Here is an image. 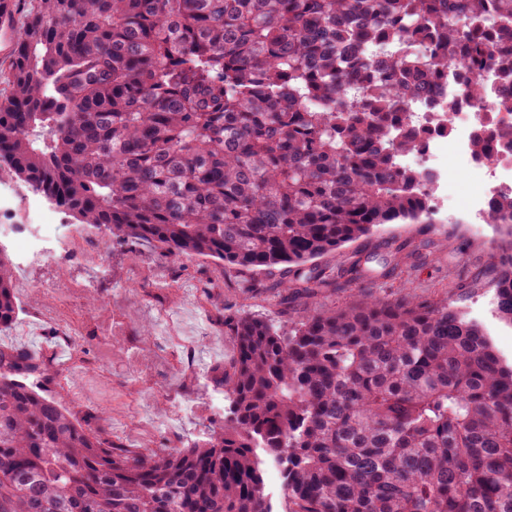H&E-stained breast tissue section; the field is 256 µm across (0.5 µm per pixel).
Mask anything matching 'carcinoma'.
<instances>
[{"label": "carcinoma", "mask_w": 512, "mask_h": 512, "mask_svg": "<svg viewBox=\"0 0 512 512\" xmlns=\"http://www.w3.org/2000/svg\"><path fill=\"white\" fill-rule=\"evenodd\" d=\"M465 16L470 26L459 18ZM512 0H35L17 18L0 158L105 235L226 275L283 266L280 320L224 318L229 400L182 448L112 444L47 389L54 358L0 347V512H512V365L448 300L369 294L288 318L352 266L308 263L429 223L403 132L456 64L512 74L486 23ZM385 47V60L374 51ZM512 257V197L489 209ZM512 326V261L493 283ZM20 311L0 248V331Z\"/></svg>", "instance_id": "obj_1"}]
</instances>
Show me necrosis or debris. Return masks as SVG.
<instances>
[{
  "label": "necrosis or debris",
  "mask_w": 512,
  "mask_h": 512,
  "mask_svg": "<svg viewBox=\"0 0 512 512\" xmlns=\"http://www.w3.org/2000/svg\"><path fill=\"white\" fill-rule=\"evenodd\" d=\"M503 78L491 77L483 101L471 99L464 73L449 67L445 93L417 106L410 126L431 128L432 134L402 165L423 177L430 212L449 213L466 224H480L490 204L512 196V99L503 89ZM493 131V149L484 156L475 148L480 129ZM467 171L473 188L460 190L448 178L449 166ZM13 235L22 243V264L47 262L54 253L45 245L39 224H0V236Z\"/></svg>",
  "instance_id": "4bbe7bcc"
}]
</instances>
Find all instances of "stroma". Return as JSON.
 I'll list each match as a JSON object with an SVG mask.
<instances>
[{"mask_svg": "<svg viewBox=\"0 0 512 512\" xmlns=\"http://www.w3.org/2000/svg\"><path fill=\"white\" fill-rule=\"evenodd\" d=\"M47 214L51 234L73 229V217L0 161V214L7 223H31ZM81 249L57 253L54 260L13 271L24 281L17 297L21 311L0 345L70 359L86 373L77 388L56 390L60 403L76 414L103 413L115 445L125 448L183 447L206 433L224 407L210 383L199 382L194 368L215 365L233 352L224 333L226 316H270L269 295H242L232 277L221 276L211 260L175 261L144 242L110 238L88 227ZM494 226L476 236L462 224H388L362 245L343 247L328 257L336 267L361 261L363 274L343 288L315 298L292 300L289 317L304 311L340 307L379 294L403 298L448 299L488 334L494 349L512 362V326L494 313L491 273L497 265ZM78 287L70 313L84 327L82 346L70 349L57 337L56 324L42 312L55 304L53 288ZM123 330L122 341L105 350L101 332L108 324ZM109 368L107 382L97 373Z\"/></svg>", "mask_w": 512, "mask_h": 512, "instance_id": "stroma-1", "label": "stroma"}]
</instances>
